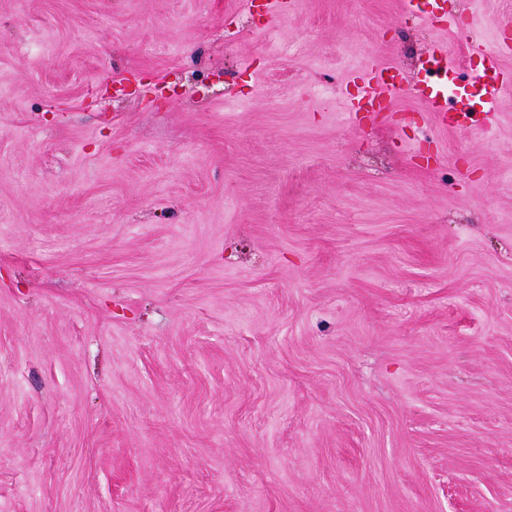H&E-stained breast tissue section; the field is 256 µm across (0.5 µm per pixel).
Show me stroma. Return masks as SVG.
Segmentation results:
<instances>
[{
	"label": "stroma",
	"instance_id": "1",
	"mask_svg": "<svg viewBox=\"0 0 512 512\" xmlns=\"http://www.w3.org/2000/svg\"><path fill=\"white\" fill-rule=\"evenodd\" d=\"M448 11L0 0V512H512V0ZM438 44L482 127L350 111ZM483 58V70L479 76L483 79L484 99L482 100V110L471 109L470 107H461L454 110V115L449 117L453 127L457 129H468L478 122L475 113H489L495 110L499 101V92L496 83L503 78L498 66V49L481 53Z\"/></svg>",
	"mask_w": 512,
	"mask_h": 512
}]
</instances>
